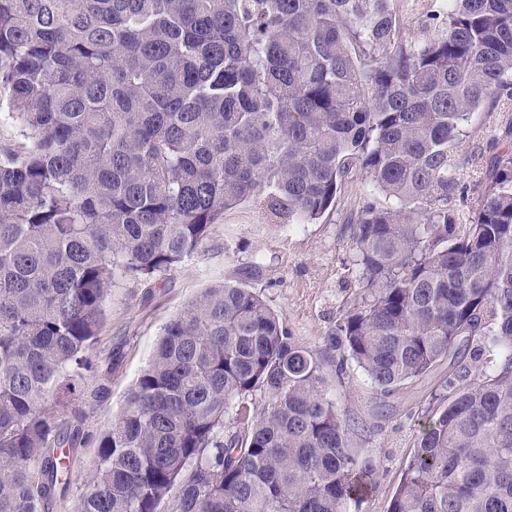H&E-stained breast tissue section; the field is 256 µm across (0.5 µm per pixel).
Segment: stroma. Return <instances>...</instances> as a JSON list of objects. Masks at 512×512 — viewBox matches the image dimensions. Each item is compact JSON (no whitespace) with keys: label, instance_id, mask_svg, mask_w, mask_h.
<instances>
[{"label":"stroma","instance_id":"stroma-1","mask_svg":"<svg viewBox=\"0 0 512 512\" xmlns=\"http://www.w3.org/2000/svg\"><path fill=\"white\" fill-rule=\"evenodd\" d=\"M365 193L361 180L348 182L319 223L298 226L282 223L268 202L248 200L225 212L202 246L162 279L149 285L121 281L113 287L91 353L93 368L86 374L89 386H104L106 392L85 409V441L58 512H77L98 437L146 367L162 327L203 289L235 279L248 266L254 269L249 288L282 315L294 342L320 361L330 398L356 424L355 448L375 464L373 485L351 512H389L420 426L429 409L438 407L437 396L454 365L441 361L384 397L336 350V323L359 291L346 219L363 204Z\"/></svg>","mask_w":512,"mask_h":512}]
</instances>
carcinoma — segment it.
<instances>
[{"label":"carcinoma","mask_w":512,"mask_h":512,"mask_svg":"<svg viewBox=\"0 0 512 512\" xmlns=\"http://www.w3.org/2000/svg\"><path fill=\"white\" fill-rule=\"evenodd\" d=\"M407 5L0 0V512H54L72 483L115 281L160 279L249 198L315 223L354 175L346 356L388 396L473 338L504 351L448 378L390 512H512V116L456 205L469 119L512 100V0L421 3L417 41ZM241 275L164 326L78 512H350L372 484L320 363Z\"/></svg>","instance_id":"1"}]
</instances>
